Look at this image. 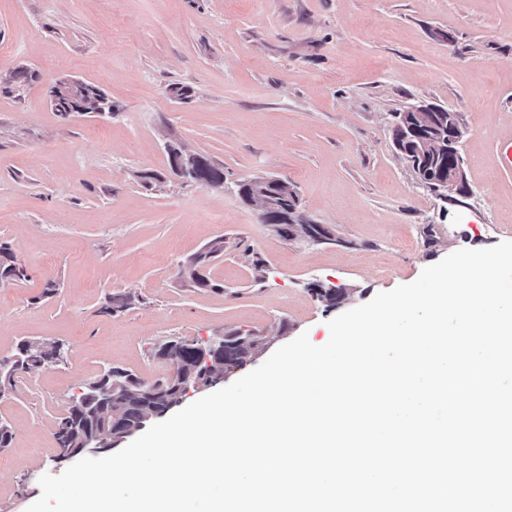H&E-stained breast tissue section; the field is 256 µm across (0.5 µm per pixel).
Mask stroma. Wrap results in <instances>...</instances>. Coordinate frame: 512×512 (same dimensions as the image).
<instances>
[{
	"mask_svg": "<svg viewBox=\"0 0 512 512\" xmlns=\"http://www.w3.org/2000/svg\"><path fill=\"white\" fill-rule=\"evenodd\" d=\"M20 68L33 80L0 88V240L26 277L0 287V359L30 339L68 353L0 399V512H26L67 468L56 425L109 368L152 382L170 371L164 341L267 337L221 389L301 333L325 344L328 320L447 255L512 241V171L495 165L512 140V0H0V78ZM61 76L99 85L112 116L61 119ZM427 103L465 131L471 195L445 217L391 133L393 113ZM170 142L223 168V187L173 176ZM262 176L288 181L333 242L258 223L237 185ZM216 239L212 287L179 277ZM316 284L348 298L326 308ZM111 294L135 302L103 314Z\"/></svg>",
	"mask_w": 512,
	"mask_h": 512,
	"instance_id": "1",
	"label": "stroma"
}]
</instances>
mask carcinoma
Masks as SVG:
<instances>
[{
  "mask_svg": "<svg viewBox=\"0 0 512 512\" xmlns=\"http://www.w3.org/2000/svg\"><path fill=\"white\" fill-rule=\"evenodd\" d=\"M78 96L90 111L98 112L110 103L104 90L92 83L83 82ZM399 124L392 126L393 138L398 140L408 125H424L423 141H413L407 145L411 154L410 161L419 178L429 181L448 174V150L435 144L441 136L448 134V122L458 121L455 112H400ZM265 197L282 208L288 203L276 189L261 182H254L245 192V200ZM224 252V240L212 242L207 249L184 265L185 275L195 286H210L207 277L199 271L201 265L210 262ZM25 278V271L7 242L0 241V287L18 282ZM316 294L328 303V307L342 304L348 297L347 291L340 287L316 289ZM131 305L129 296H110L101 308V312L113 314L121 312ZM171 344L180 355V373L199 374L207 370L202 377V386H207L213 375L232 368L242 367L257 353L262 351L267 342L259 336H248L237 331L226 333L224 344L214 347L199 346L187 341L173 340ZM19 359L13 365L0 366V398L11 393L15 386L17 373H33L40 370L50 355V347L44 341H23L17 347ZM112 379L117 382L112 392V403L105 404L98 400L96 383L92 382L83 393V405L72 407L57 423L54 438L57 447L66 451L87 434L98 430L103 420L112 422V433L130 436L143 429L149 415L161 417L179 405L186 397V392L168 378L153 383H145L128 370L111 368Z\"/></svg>",
  "mask_w": 512,
  "mask_h": 512,
  "instance_id": "carcinoma-1",
  "label": "carcinoma"
}]
</instances>
